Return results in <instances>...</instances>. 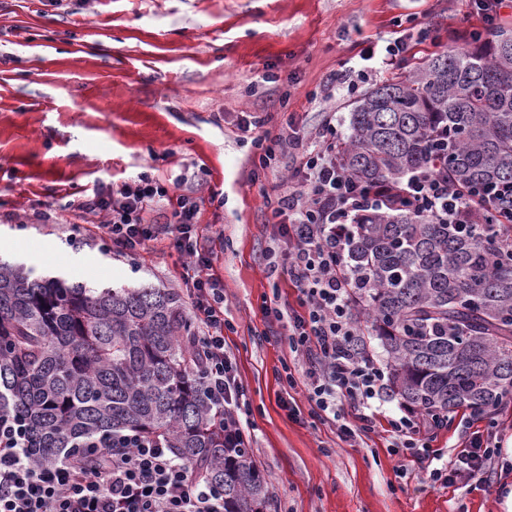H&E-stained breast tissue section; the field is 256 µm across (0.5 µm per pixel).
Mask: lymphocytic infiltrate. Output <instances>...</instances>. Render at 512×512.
I'll use <instances>...</instances> for the list:
<instances>
[{"mask_svg":"<svg viewBox=\"0 0 512 512\" xmlns=\"http://www.w3.org/2000/svg\"><path fill=\"white\" fill-rule=\"evenodd\" d=\"M262 117L246 115L240 129L260 134L252 143L261 169L279 171L296 163L268 199L273 235L264 260L268 278L287 277L296 303L274 298L266 317L287 332L291 352L305 361L302 379L287 376L288 388L303 384L314 414L334 422L337 436L356 443L377 427V401L387 391L385 367L362 353L352 301V276L344 253L353 213L383 208L392 193L443 224H477L481 218L436 165L406 177L399 189L364 186L349 178L336 154V115L327 113L318 132L305 135L295 122L278 133L264 132ZM184 176L165 183L145 175L74 204L76 217L104 213L109 250L133 256L164 244L184 262L179 278L197 328L204 362L203 387L224 427L229 448L250 445L249 405L224 345L230 323L224 317V282L217 255L206 245L198 222L197 198L178 193ZM167 202L171 220L148 223L146 216ZM394 452L421 463L435 454L433 422L405 409L386 419ZM27 436L16 417L0 414V512H224V497L174 458L157 439L141 434L87 440L85 449H66L55 464L36 466L26 453ZM501 448L493 433L473 431L450 462L445 483L482 479Z\"/></svg>","mask_w":512,"mask_h":512,"instance_id":"obj_1","label":"lymphocytic infiltrate"}]
</instances>
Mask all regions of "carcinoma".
<instances>
[{
    "mask_svg": "<svg viewBox=\"0 0 512 512\" xmlns=\"http://www.w3.org/2000/svg\"><path fill=\"white\" fill-rule=\"evenodd\" d=\"M338 155L368 186L433 161L468 189L511 185L512 29L478 33L367 92ZM481 202L490 224H439L397 206L350 224L356 314L386 353L392 394L424 417L490 416L512 400V211ZM195 336L172 288L35 277L0 259V413L24 422L35 464L138 431L222 492L224 512H266L250 450L224 452Z\"/></svg>",
    "mask_w": 512,
    "mask_h": 512,
    "instance_id": "1",
    "label": "carcinoma"
}]
</instances>
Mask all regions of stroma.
<instances>
[{
  "instance_id": "stroma-1",
  "label": "stroma",
  "mask_w": 512,
  "mask_h": 512,
  "mask_svg": "<svg viewBox=\"0 0 512 512\" xmlns=\"http://www.w3.org/2000/svg\"><path fill=\"white\" fill-rule=\"evenodd\" d=\"M479 23L470 0H0V233L59 244L57 262L100 258L87 283L178 287L182 257L158 249L104 254L101 216L78 246L64 205L146 173L186 174L182 192L204 198L200 224L217 234L225 332L250 406L251 452L267 479V512H507L512 469L443 486L402 465L383 430L356 446L310 414L288 418L285 371L302 366L263 307L295 302L272 283L261 252L276 178L256 169L238 125L244 113L276 131L286 118L317 128L335 113L350 133L360 94L328 100L324 86L361 57H383L395 33L412 35L397 67L411 70L463 47Z\"/></svg>"
}]
</instances>
